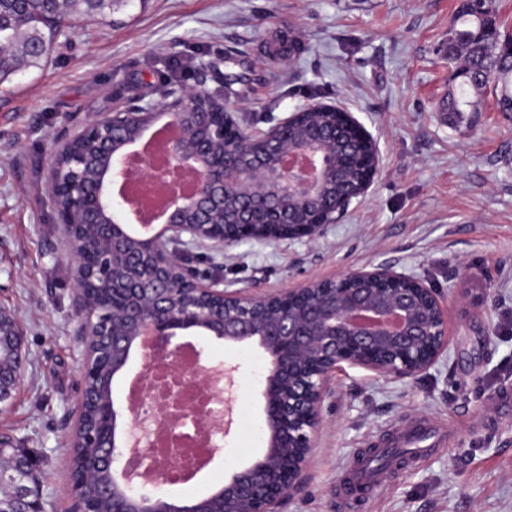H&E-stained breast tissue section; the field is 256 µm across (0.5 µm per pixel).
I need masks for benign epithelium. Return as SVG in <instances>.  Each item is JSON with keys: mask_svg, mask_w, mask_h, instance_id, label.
I'll list each match as a JSON object with an SVG mask.
<instances>
[{"mask_svg": "<svg viewBox=\"0 0 512 512\" xmlns=\"http://www.w3.org/2000/svg\"><path fill=\"white\" fill-rule=\"evenodd\" d=\"M200 88L199 84L183 86L172 96L141 98L93 115L58 146L54 156L69 155L78 145L99 154L103 163L97 188L88 191L75 172L63 175L55 159L48 167V188L52 198L67 199V206L56 208L57 224L65 237L71 236L78 214L107 228V236L95 248L75 257L76 268L97 273V258L129 240L152 249L147 261L137 265L125 281H112V306L127 304L132 294H138L128 308L134 336L112 337L114 374L125 371L137 349L144 359L139 378L147 377L155 364L177 361L187 346L182 338L195 332L226 345L254 342L266 354L269 368L262 391L266 448L217 494L224 497V512H276L314 448L331 372L346 363L385 376H417L447 346L448 317L438 295L424 281L384 266L350 270L334 280L314 279L300 288L272 294L228 292L216 282L189 281L197 293L230 309L219 321L174 304L176 289L168 287L165 274L184 265L180 246L202 241L228 246L242 241L315 239L328 225L339 222L353 201L367 195L380 168L377 141L338 105L309 103L289 113L266 130L267 146L256 153L239 147L243 132L254 136L257 131L241 126L236 106L224 101L217 112L194 111ZM304 112L337 117L361 149L340 153L315 131L304 139L296 137ZM167 125L180 128L170 157L173 165L193 177L194 191L171 202L161 230L134 235L131 207L114 187L133 175L153 176L148 155L140 154L135 168L127 155L148 134ZM215 140L224 143L225 155L208 152ZM343 168L359 171L358 186L352 194L330 200L324 193L327 176ZM228 197L239 200L240 217L231 230L218 232L209 214ZM73 287L89 345L97 336L88 314L94 302L91 288L80 276ZM203 354V349L196 350L193 377L207 385L218 368L207 365ZM89 402L85 387L76 406V431L84 446L108 450L112 512H206L207 495L176 499L146 491L162 480L151 453L152 437L161 430L162 420L149 395L125 412L113 400L100 403L98 423L85 428L83 413ZM227 434L223 425L213 427L209 459L221 453ZM280 448L297 449L293 466L279 465ZM97 469L98 463L90 461L81 474L70 475L75 512H93L80 497L79 480L92 479Z\"/></svg>", "mask_w": 512, "mask_h": 512, "instance_id": "obj_1", "label": "benign epithelium"}]
</instances>
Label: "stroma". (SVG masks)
Masks as SVG:
<instances>
[{
  "label": "stroma",
  "mask_w": 512,
  "mask_h": 512,
  "mask_svg": "<svg viewBox=\"0 0 512 512\" xmlns=\"http://www.w3.org/2000/svg\"><path fill=\"white\" fill-rule=\"evenodd\" d=\"M462 0H117L110 17L75 20L49 63L0 85V311L21 327L22 377L0 404V435L34 457L45 512H73L70 441L83 335L72 261L47 170L59 142L123 100L124 87L203 82L234 90L247 125L269 127L305 104L335 103L378 141L367 197L315 240L189 246L221 288L283 292L355 268L391 266L427 280L448 314L449 342L417 377L342 365L298 487L278 512H512V119L485 95L464 122L442 120L453 67L440 48ZM305 45L274 64L276 37ZM211 363L235 366L221 454L185 498L223 486L261 456L269 362L250 342L199 334ZM435 420L445 448L409 461L371 497L337 504L343 467L394 423Z\"/></svg>",
  "instance_id": "35a3bbf8"
}]
</instances>
